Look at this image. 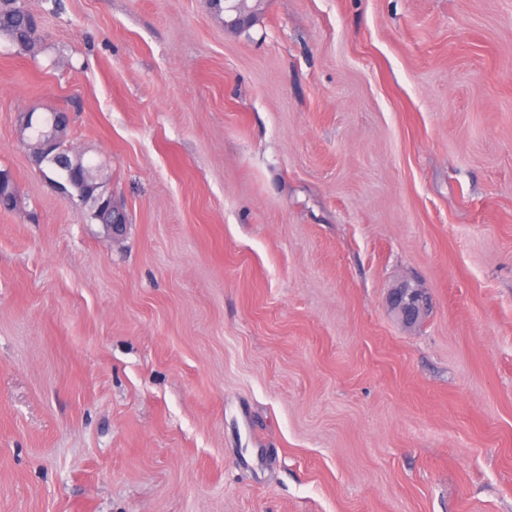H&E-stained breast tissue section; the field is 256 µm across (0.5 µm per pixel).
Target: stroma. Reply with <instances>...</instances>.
I'll return each instance as SVG.
<instances>
[{
	"instance_id": "1",
	"label": "stroma",
	"mask_w": 512,
	"mask_h": 512,
	"mask_svg": "<svg viewBox=\"0 0 512 512\" xmlns=\"http://www.w3.org/2000/svg\"><path fill=\"white\" fill-rule=\"evenodd\" d=\"M44 28L0 38V512H512V0ZM50 111L126 223L33 168ZM400 309L406 321H417L426 311L428 299L417 288H398L394 292V305Z\"/></svg>"
}]
</instances>
